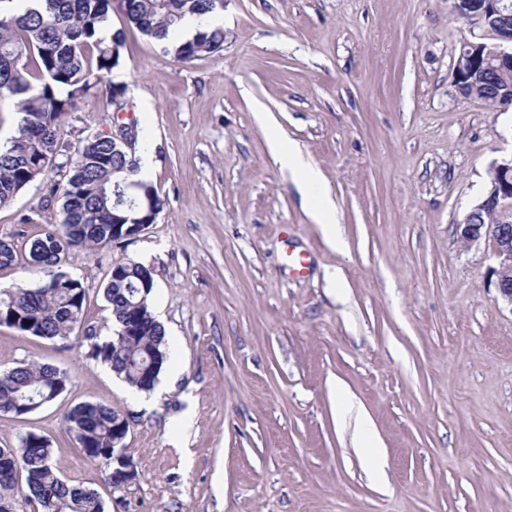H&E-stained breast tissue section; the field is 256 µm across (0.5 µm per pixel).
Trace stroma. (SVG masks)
<instances>
[{
  "mask_svg": "<svg viewBox=\"0 0 512 512\" xmlns=\"http://www.w3.org/2000/svg\"><path fill=\"white\" fill-rule=\"evenodd\" d=\"M165 200L136 238L73 251L87 301L75 336L0 326V370L35 359L70 382L0 413V448L46 437L52 463L107 512H512V305L491 245L455 227L512 156V109L461 96L463 43L491 34L448 0H224V49L177 57L113 17ZM97 98L70 113L60 160L110 131ZM293 142L336 207L329 239L272 137ZM49 178L0 208L26 250L62 219ZM304 255V275L288 268ZM151 268L175 352L161 397L89 357L113 334L108 272ZM131 418L136 482L111 490L67 431L76 403Z\"/></svg>",
  "mask_w": 512,
  "mask_h": 512,
  "instance_id": "1",
  "label": "stroma"
}]
</instances>
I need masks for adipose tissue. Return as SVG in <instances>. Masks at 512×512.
<instances>
[{
  "mask_svg": "<svg viewBox=\"0 0 512 512\" xmlns=\"http://www.w3.org/2000/svg\"><path fill=\"white\" fill-rule=\"evenodd\" d=\"M271 146L274 153L291 170L294 184L315 221L323 224L325 228H333L336 207L322 186L319 172L303 160L296 147L279 139L272 140Z\"/></svg>",
  "mask_w": 512,
  "mask_h": 512,
  "instance_id": "ef3b65f1",
  "label": "adipose tissue"
}]
</instances>
